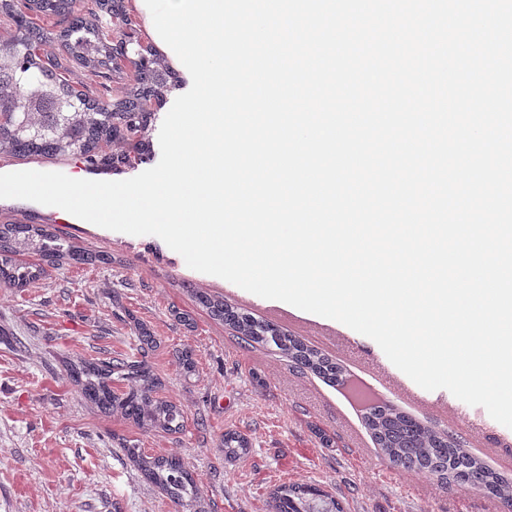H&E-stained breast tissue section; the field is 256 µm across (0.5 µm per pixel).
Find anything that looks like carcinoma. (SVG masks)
Masks as SVG:
<instances>
[{"instance_id": "cac0c4a2", "label": "carcinoma", "mask_w": 512, "mask_h": 512, "mask_svg": "<svg viewBox=\"0 0 512 512\" xmlns=\"http://www.w3.org/2000/svg\"><path fill=\"white\" fill-rule=\"evenodd\" d=\"M114 0H0V19L8 22L0 36V91L9 111L0 114V155H80L92 158L114 143L143 146L144 107L162 102L168 76L160 64L140 54L136 84L122 98H112L106 81L119 68L112 27L102 18L132 27L131 18L114 12ZM62 17L59 31L33 26L34 18ZM55 39L64 61L44 64L23 44ZM76 60L93 77L76 89L66 77L63 62ZM111 257L79 247L45 225L0 224V286L28 288L44 277L46 268L60 263H108ZM197 302L211 316L230 326L249 345L273 347L288 356L295 368L309 371L332 385L344 383L341 367L272 322L224 303L209 293L194 291ZM80 394L106 414L163 432L183 428L184 412L176 403L157 396L159 379L143 363L115 358L85 362L73 369ZM379 448L397 468L429 473L443 487L464 485L488 496L512 502V480L486 467L447 433L421 424L394 407L376 403L365 416ZM224 455L240 458L248 442L240 434L224 432ZM144 477L174 504L176 512L198 509L201 490L174 455H147L134 445L122 448ZM270 512H344L335 496L314 484H282L272 493Z\"/></svg>"}]
</instances>
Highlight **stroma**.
Instances as JSON below:
<instances>
[{"instance_id": "35a3bbf8", "label": "stroma", "mask_w": 512, "mask_h": 512, "mask_svg": "<svg viewBox=\"0 0 512 512\" xmlns=\"http://www.w3.org/2000/svg\"><path fill=\"white\" fill-rule=\"evenodd\" d=\"M171 98L151 105L149 145L119 163L68 155L66 168L136 176L160 160L159 131ZM76 245L111 255L108 264H63L18 292L0 287V512H175L122 452L175 454L202 491L204 512H268L283 483L317 484L344 512H504L495 498L463 485L442 488L428 475L392 466L374 442L364 407L271 348L251 347L213 319L190 292L199 286L253 316L271 320L272 300L190 269L157 236L69 232ZM149 329L156 346L140 337ZM285 330L363 379L376 399L457 437L490 469L512 479L507 427L449 391H421L372 339L298 311ZM190 352L193 370L179 362ZM142 361L159 394L179 405L178 433L139 428L100 412L78 392L71 367L82 361ZM246 438L247 455H224L223 437Z\"/></svg>"}]
</instances>
